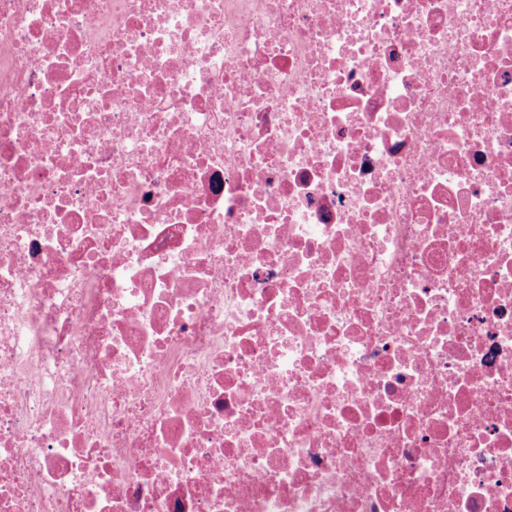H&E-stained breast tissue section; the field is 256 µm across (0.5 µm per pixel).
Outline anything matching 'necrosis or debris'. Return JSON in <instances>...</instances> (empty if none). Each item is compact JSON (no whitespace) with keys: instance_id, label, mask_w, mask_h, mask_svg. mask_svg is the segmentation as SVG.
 <instances>
[{"instance_id":"4bbe7bcc","label":"necrosis or debris","mask_w":512,"mask_h":512,"mask_svg":"<svg viewBox=\"0 0 512 512\" xmlns=\"http://www.w3.org/2000/svg\"><path fill=\"white\" fill-rule=\"evenodd\" d=\"M0 512H512V0H0Z\"/></svg>"}]
</instances>
